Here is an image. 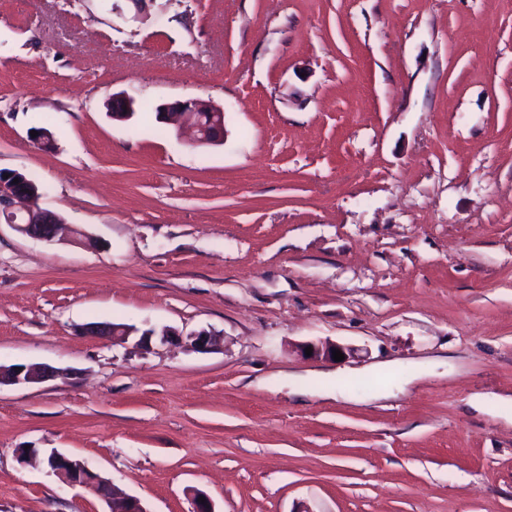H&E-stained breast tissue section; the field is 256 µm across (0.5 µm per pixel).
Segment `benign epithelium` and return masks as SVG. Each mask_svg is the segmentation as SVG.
I'll return each instance as SVG.
<instances>
[{"instance_id": "benign-epithelium-1", "label": "benign epithelium", "mask_w": 512, "mask_h": 512, "mask_svg": "<svg viewBox=\"0 0 512 512\" xmlns=\"http://www.w3.org/2000/svg\"><path fill=\"white\" fill-rule=\"evenodd\" d=\"M136 101L124 94L112 95V119L126 120L135 111ZM159 119L175 121L193 133L198 145L224 143V110L200 99L175 100L158 106ZM42 186L29 176L13 172L0 173V221L13 226L23 235L42 242L56 241L63 219L40 207ZM134 329L124 325L88 324L83 333L124 343ZM184 343L195 350L206 351L215 346L214 335L206 330L191 333ZM58 375L57 370L43 366H3L0 364V386L41 383ZM43 466L111 506L110 512H148L141 500L113 485L82 460L55 450L45 455Z\"/></svg>"}]
</instances>
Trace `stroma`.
<instances>
[{"label": "stroma", "instance_id": "35a3bbf8", "mask_svg": "<svg viewBox=\"0 0 512 512\" xmlns=\"http://www.w3.org/2000/svg\"><path fill=\"white\" fill-rule=\"evenodd\" d=\"M0 170L66 222L0 224V363L61 371L0 388V512H109L25 446L148 512H512V0H0ZM159 119L169 123L175 121L179 127L188 128L198 145H217L224 143V110L200 99L175 100L159 104ZM204 114L208 115V127L201 124ZM134 331V329L124 325L118 326L113 324L111 325L98 323L87 324L83 328V333L87 334L88 336L105 337L120 343H125ZM42 465L49 472L63 476L72 486L105 501L111 506L110 512H148L139 498L121 491L82 460L51 450Z\"/></svg>", "mask_w": 512, "mask_h": 512}]
</instances>
